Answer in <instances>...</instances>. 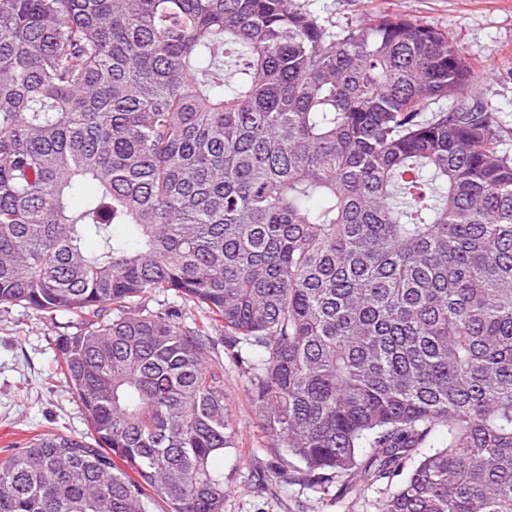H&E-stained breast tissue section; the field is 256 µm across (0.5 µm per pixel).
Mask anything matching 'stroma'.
Here are the masks:
<instances>
[{"label": "stroma", "mask_w": 512, "mask_h": 512, "mask_svg": "<svg viewBox=\"0 0 512 512\" xmlns=\"http://www.w3.org/2000/svg\"><path fill=\"white\" fill-rule=\"evenodd\" d=\"M319 19L343 28L397 14L447 33L471 68L491 108L498 148L512 155V0H298ZM75 318L22 306L0 308V460L40 434L84 436L88 424L72 390L54 376L57 340L79 333ZM224 400L238 429V446L224 455V512H378L381 494L323 495L293 481L250 403L241 367L228 350ZM276 483L261 486L270 470Z\"/></svg>", "instance_id": "1"}]
</instances>
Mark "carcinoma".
Returning a JSON list of instances; mask_svg holds the SVG:
<instances>
[{"label": "carcinoma", "instance_id": "cac0c4a2", "mask_svg": "<svg viewBox=\"0 0 512 512\" xmlns=\"http://www.w3.org/2000/svg\"><path fill=\"white\" fill-rule=\"evenodd\" d=\"M473 87L397 14L0 0V306L80 320L92 437L1 461L0 512H224L220 343L303 484L512 512V156Z\"/></svg>", "mask_w": 512, "mask_h": 512}]
</instances>
